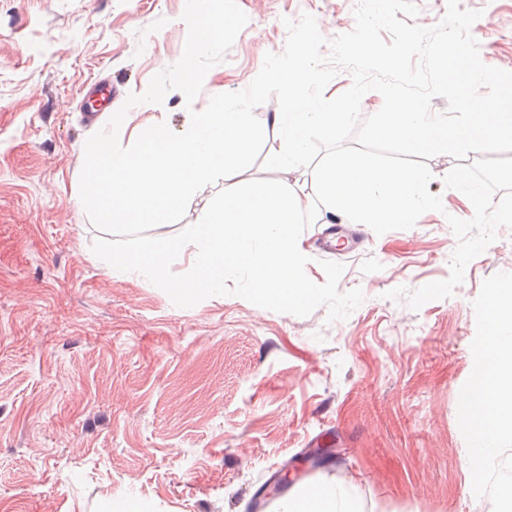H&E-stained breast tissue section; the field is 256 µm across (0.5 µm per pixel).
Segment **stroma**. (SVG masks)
I'll return each instance as SVG.
<instances>
[{
  "label": "stroma",
  "mask_w": 512,
  "mask_h": 512,
  "mask_svg": "<svg viewBox=\"0 0 512 512\" xmlns=\"http://www.w3.org/2000/svg\"><path fill=\"white\" fill-rule=\"evenodd\" d=\"M248 17L187 103H140L135 126L168 122L245 89L284 19L315 16L326 39L355 26V0H237ZM480 11L482 61L512 71V0ZM185 0H0V512H251L255 495L307 451L329 449L289 492L350 491L359 512H503L512 439L472 483L458 400L473 383L490 289L512 294V229L470 262L448 298L419 310L387 291L446 279L457 239L442 216L358 244L303 232L307 274L344 264L361 288L343 320L298 317L228 295L175 306L151 282L112 277L79 196L84 89L109 81L116 112L182 56Z\"/></svg>",
  "instance_id": "stroma-1"
}]
</instances>
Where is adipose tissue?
I'll list each match as a JSON object with an SVG mask.
<instances>
[{
    "label": "adipose tissue",
    "mask_w": 512,
    "mask_h": 512,
    "mask_svg": "<svg viewBox=\"0 0 512 512\" xmlns=\"http://www.w3.org/2000/svg\"><path fill=\"white\" fill-rule=\"evenodd\" d=\"M487 333L476 346L473 385L458 403L473 439L465 462L479 473L499 440L512 437V301L490 291ZM288 512H356L342 492L318 486L288 500Z\"/></svg>",
    "instance_id": "adipose-tissue-1"
}]
</instances>
